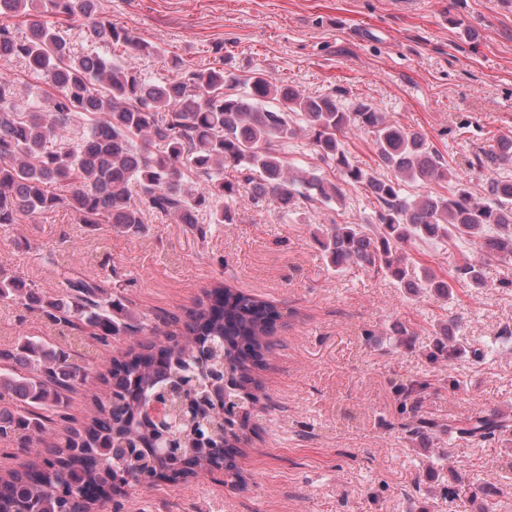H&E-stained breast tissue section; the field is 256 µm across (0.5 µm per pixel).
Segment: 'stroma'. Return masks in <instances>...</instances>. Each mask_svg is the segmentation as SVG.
<instances>
[{"instance_id":"obj_1","label":"stroma","mask_w":512,"mask_h":512,"mask_svg":"<svg viewBox=\"0 0 512 512\" xmlns=\"http://www.w3.org/2000/svg\"><path fill=\"white\" fill-rule=\"evenodd\" d=\"M100 9L161 55L96 46L82 23L71 24L77 49L98 50L153 80L172 77L169 57L194 69L229 56L240 80L260 71L308 93L362 100L387 120L425 133L457 180L477 184L468 160L500 135L512 136V0H100ZM342 201L281 217L276 203H241L231 223L198 237L171 216L148 213L146 229L127 234L103 224L90 229L61 209L0 225V271L16 273L49 295L63 294L62 268L117 291L145 324L150 342L166 315L185 316L214 282L259 296L282 319L259 374L266 399L257 434L223 476L162 482L108 502L103 512H479L470 493L449 498L456 477L491 479L499 494L488 512H512V443H470L437 433L412 440L395 429L393 385L424 377L432 389L430 418L512 416V344L481 363L462 357L433 362L438 327L455 319L458 333L494 340L512 328V262H489L486 289H454L452 300L409 295L394 281L350 266L327 269L314 239L323 224H364L374 213L364 189L344 186ZM413 268L448 275L470 248L414 242ZM409 328L397 343L395 323ZM38 336L71 349L88 368L70 414L84 422L99 379L125 338H73L41 313L0 304V348Z\"/></svg>"}]
</instances>
